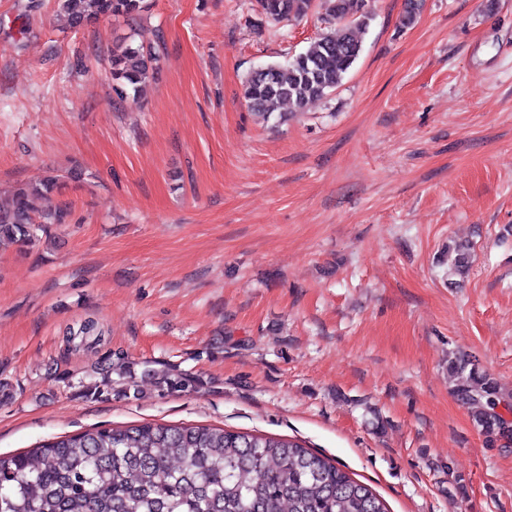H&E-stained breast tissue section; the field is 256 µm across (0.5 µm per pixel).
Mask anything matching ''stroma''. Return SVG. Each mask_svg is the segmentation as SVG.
I'll use <instances>...</instances> for the list:
<instances>
[{
  "instance_id": "35a3bbf8",
  "label": "stroma",
  "mask_w": 512,
  "mask_h": 512,
  "mask_svg": "<svg viewBox=\"0 0 512 512\" xmlns=\"http://www.w3.org/2000/svg\"><path fill=\"white\" fill-rule=\"evenodd\" d=\"M367 0L340 87L276 128L242 82L333 25L255 0H150L73 29L0 0V202L80 169L72 221L0 250V454L145 422L294 440L388 512H512V437L453 394L472 356L512 393V0ZM163 39L143 92L108 56ZM467 240L455 281L448 244ZM100 342L72 338L87 318ZM137 392L81 393L104 358ZM164 365L200 379L164 394ZM261 13L272 22L291 21L306 16L314 0H258Z\"/></svg>"
}]
</instances>
